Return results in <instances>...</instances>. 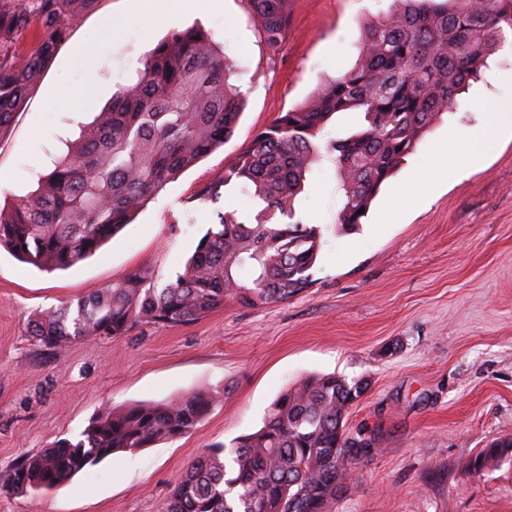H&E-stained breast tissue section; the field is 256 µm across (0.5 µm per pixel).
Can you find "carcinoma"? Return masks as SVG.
I'll use <instances>...</instances> for the list:
<instances>
[{
	"label": "carcinoma",
	"mask_w": 512,
	"mask_h": 512,
	"mask_svg": "<svg viewBox=\"0 0 512 512\" xmlns=\"http://www.w3.org/2000/svg\"><path fill=\"white\" fill-rule=\"evenodd\" d=\"M97 0H0V139L9 131L40 72L65 42L70 23ZM251 20L271 46L288 29V0H248ZM39 30L36 48L16 51L20 34ZM512 31V0H391L366 23L355 65L305 103L281 113L199 192L228 186L264 207L247 224L218 214L176 279L158 286L134 272L92 290L76 306L36 315L29 330L44 346L125 336L142 324L184 326L234 299L248 306L285 301L309 287L322 248L318 227L294 220L296 197L322 149L336 152L342 229L361 223L381 187L430 128L460 105L469 81ZM231 66L211 37L174 31L149 51L136 81L83 127L31 193L0 206V246L41 271L67 270L93 256L132 216L182 172L224 145L243 98ZM363 122L344 139L319 143L331 117ZM277 214L289 219L272 224ZM251 272V283L239 272ZM362 383L307 375L272 404L264 425L197 458L165 512H332L336 484L359 456L339 425ZM223 396L191 393L160 403L101 412L76 440L60 439L0 475V492L58 490L87 465L136 453L189 433ZM512 439L483 450L477 470L502 459Z\"/></svg>",
	"instance_id": "cac0c4a2"
}]
</instances>
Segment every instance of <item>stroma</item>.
I'll return each mask as SVG.
<instances>
[{"label": "stroma", "instance_id": "stroma-1", "mask_svg": "<svg viewBox=\"0 0 512 512\" xmlns=\"http://www.w3.org/2000/svg\"><path fill=\"white\" fill-rule=\"evenodd\" d=\"M98 0L76 18L5 138L0 205L28 194L113 94L135 82L169 32L197 27L223 47L244 99L233 136L169 183L131 224L71 269L45 272L0 247V474L103 410L218 390L190 433L86 467L64 488L0 495V512H164L191 463L257 431L295 380L333 374L367 384L344 427L378 451L354 465L333 512H512V457L474 470L512 438V135L467 177L446 158L450 136L512 97V48L491 55L458 109L443 115L381 189L361 224L336 228L342 195L322 154L295 218L318 225L312 283L284 302L229 300L195 323L146 325L63 350L27 331L36 313L76 302L137 271L166 284L221 212L253 222L238 189L199 191L279 113L350 69L364 23L389 0H288V30L268 46L247 0ZM434 171L433 179L415 172ZM421 203L396 215V195Z\"/></svg>", "mask_w": 512, "mask_h": 512}]
</instances>
